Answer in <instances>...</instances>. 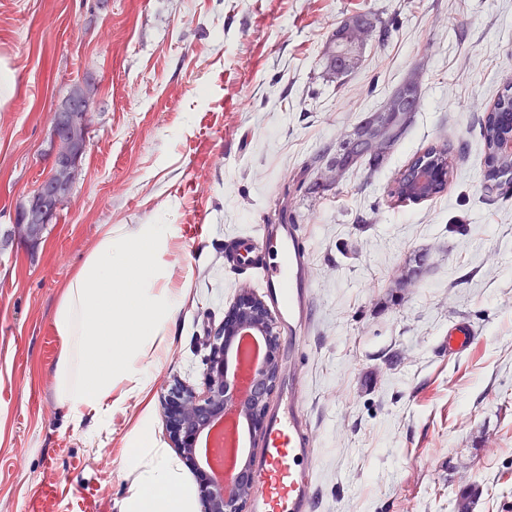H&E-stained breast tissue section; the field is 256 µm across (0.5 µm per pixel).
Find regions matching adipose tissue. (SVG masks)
<instances>
[{
  "label": "adipose tissue",
  "mask_w": 512,
  "mask_h": 512,
  "mask_svg": "<svg viewBox=\"0 0 512 512\" xmlns=\"http://www.w3.org/2000/svg\"><path fill=\"white\" fill-rule=\"evenodd\" d=\"M170 239L167 224L119 234L103 225L67 282L53 319L61 340L53 379L74 423L88 414L108 421L118 405L112 390L122 375L134 373L141 385L149 384L142 351L163 339L183 302L161 283L160 258ZM123 465L140 477L128 512H195L191 485L168 449L151 437L146 420H139Z\"/></svg>",
  "instance_id": "1"
}]
</instances>
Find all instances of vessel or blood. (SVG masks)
Segmentation results:
<instances>
[{"mask_svg":"<svg viewBox=\"0 0 512 512\" xmlns=\"http://www.w3.org/2000/svg\"><path fill=\"white\" fill-rule=\"evenodd\" d=\"M227 259L238 269H261L262 284L288 332L289 342L300 344L298 327L311 309L313 288L310 243L303 226L279 224L268 229L260 240L239 237L230 245ZM478 335L470 322H453L443 351L460 354ZM304 419L301 391L291 387L287 397L268 414L261 458L253 466L257 494L252 512H311L316 451Z\"/></svg>","mask_w":512,"mask_h":512,"instance_id":"obj_1","label":"vessel or blood"}]
</instances>
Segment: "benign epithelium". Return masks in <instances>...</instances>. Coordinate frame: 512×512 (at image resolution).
I'll return each mask as SVG.
<instances>
[{
  "mask_svg": "<svg viewBox=\"0 0 512 512\" xmlns=\"http://www.w3.org/2000/svg\"><path fill=\"white\" fill-rule=\"evenodd\" d=\"M71 124L64 125L53 114L52 127L72 130L71 151L63 162H51V168L39 185V196H27L23 215L16 230L26 239L36 238L44 225L52 222L60 207L49 200L66 193L82 160L85 142L81 136L89 129L90 106L77 101L71 104ZM444 172L423 168L412 181L415 193H424L432 184L441 181ZM256 332L264 342V356L248 378L246 394L239 391L240 382L229 367L228 343L240 334ZM281 340L277 323L265 302L252 289L243 288L224 313V321L213 334L206 360L202 390L175 386L163 396L166 431L173 447L196 470L202 512H244L254 489V476L248 463L238 467L228 482L219 484L209 469L200 466L195 454L201 433L227 412L245 421L251 432L261 430L268 402L281 373Z\"/></svg>",
  "mask_w": 512,
  "mask_h": 512,
  "instance_id": "obj_1",
  "label": "benign epithelium"
}]
</instances>
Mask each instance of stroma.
<instances>
[{"instance_id":"obj_1","label":"stroma","mask_w":512,"mask_h":512,"mask_svg":"<svg viewBox=\"0 0 512 512\" xmlns=\"http://www.w3.org/2000/svg\"><path fill=\"white\" fill-rule=\"evenodd\" d=\"M368 14L354 70L327 74L336 27ZM94 74L87 153L58 223L18 236L17 209L49 171L52 113ZM421 102L383 164L328 183L337 148L407 80ZM512 79V0H0V512L51 482L125 512L134 427L169 447L162 396L201 388L209 341L255 275L227 241L303 224L314 285L302 351L282 348L317 446L313 512H512V194L485 190L479 123ZM236 107L225 110V100ZM450 145L439 197L388 191L416 151ZM202 234H194L198 219ZM173 227L166 270L184 304L116 384L124 410L66 420L53 316L102 225ZM456 319L479 340L439 345Z\"/></svg>"}]
</instances>
